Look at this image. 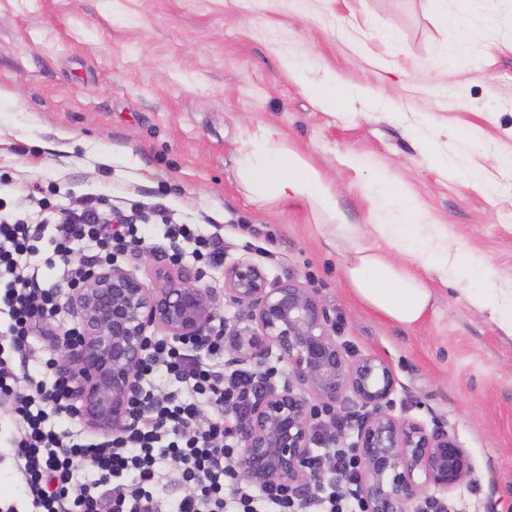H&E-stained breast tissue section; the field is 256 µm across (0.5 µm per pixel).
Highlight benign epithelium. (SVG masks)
I'll return each mask as SVG.
<instances>
[{"mask_svg":"<svg viewBox=\"0 0 512 512\" xmlns=\"http://www.w3.org/2000/svg\"><path fill=\"white\" fill-rule=\"evenodd\" d=\"M224 294L248 309L247 322L224 328V350L239 364L263 367L275 354L280 380L262 392L235 428L239 479L281 485L295 494L320 486L308 467L312 447L350 442L358 456L366 512H418L471 475L467 451L443 426L427 428L391 412L397 380L384 360L351 357L336 339L329 310L294 279L268 281L248 260L224 268ZM64 309L79 336L61 349L75 417L90 430L120 436L134 424L149 329L173 341L206 338L216 318L213 290L174 259L145 281L120 264L82 268ZM344 414L353 436L326 427Z\"/></svg>","mask_w":512,"mask_h":512,"instance_id":"obj_1","label":"benign epithelium"}]
</instances>
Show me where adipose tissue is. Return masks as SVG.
<instances>
[{"mask_svg":"<svg viewBox=\"0 0 512 512\" xmlns=\"http://www.w3.org/2000/svg\"><path fill=\"white\" fill-rule=\"evenodd\" d=\"M426 3L445 24L452 56L465 55L482 28L491 25L478 19L476 0H458L452 16L446 0ZM236 163L240 183L255 201L269 206L300 202L322 217L330 243L342 251L347 286L369 308L402 326H416L433 306L427 278L432 272L459 284L468 302L512 337V291L495 287L492 269L476 249L451 247L443 227L422 223L420 205L403 183L375 176L374 186L392 203L364 230L348 223L321 172L271 128L258 127L243 138Z\"/></svg>","mask_w":512,"mask_h":512,"instance_id":"obj_1","label":"adipose tissue"}]
</instances>
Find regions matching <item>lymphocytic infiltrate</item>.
Segmentation results:
<instances>
[{
  "mask_svg": "<svg viewBox=\"0 0 512 512\" xmlns=\"http://www.w3.org/2000/svg\"><path fill=\"white\" fill-rule=\"evenodd\" d=\"M112 220L95 199L80 211L63 212L55 224L43 267L30 265L45 224L0 221V305L9 321L0 325V401L9 403L17 436L13 461L18 486L31 512H160L153 489L160 464L174 466L172 480L184 493L175 512H365L358 463L350 449H314L310 465L341 474L343 484L322 483L298 496L278 485L253 487L234 470V426L264 388L265 374L227 367L224 331L215 329L203 347L153 338L142 367L145 385L133 404L137 422L125 436L103 441L56 431L53 419L69 413V381L63 376L18 374L15 361L33 351L46 319L61 311L56 288L41 287L44 271L61 269L75 280L82 264L112 262L140 245L137 225L110 234ZM175 256L207 257L224 264L220 238L187 224L167 225ZM212 408L204 416V408ZM90 464L96 478L76 484L74 469Z\"/></svg>",
  "mask_w": 512,
  "mask_h": 512,
  "instance_id": "obj_1",
  "label": "lymphocytic infiltrate"
}]
</instances>
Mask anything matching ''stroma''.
Instances as JSON below:
<instances>
[{
	"label": "stroma",
	"mask_w": 512,
	"mask_h": 512,
	"mask_svg": "<svg viewBox=\"0 0 512 512\" xmlns=\"http://www.w3.org/2000/svg\"><path fill=\"white\" fill-rule=\"evenodd\" d=\"M477 12L492 29L449 59L425 0H0V218L94 196L117 223L140 205L149 239L122 264L142 278L169 248L154 205L220 232L225 264L313 289L351 354L390 365L394 416L441 421L467 449L474 472L448 512H512V339L451 284L435 283L412 328L369 309L309 207L251 202L234 163L249 131L275 130L353 224L389 208L372 185L388 173L423 223L478 249L512 289V0ZM329 78L341 94L323 103L312 90ZM414 126L483 181L435 168ZM462 131L483 151L459 152Z\"/></svg>",
	"instance_id": "stroma-1"
}]
</instances>
